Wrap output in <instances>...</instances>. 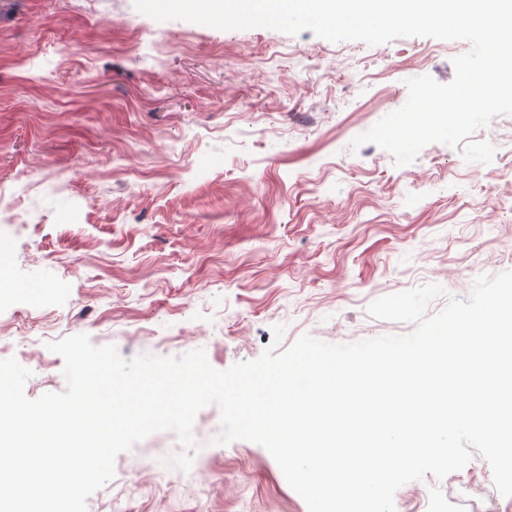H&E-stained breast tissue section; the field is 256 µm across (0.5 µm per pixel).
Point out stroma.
I'll list each match as a JSON object with an SVG mask.
<instances>
[{"label":"stroma","instance_id":"obj_1","mask_svg":"<svg viewBox=\"0 0 512 512\" xmlns=\"http://www.w3.org/2000/svg\"><path fill=\"white\" fill-rule=\"evenodd\" d=\"M462 40L370 46L305 30L157 22L133 0H0V360L28 398L66 388L52 342L88 335L123 357L204 350L225 370L308 334L330 344L413 324L375 300L425 284L467 299L512 270V115L396 165L351 141L455 76ZM40 287L39 295L23 286ZM197 414L190 472L163 430L115 459L88 512H308L261 445L219 444ZM481 456L402 486L396 512H483Z\"/></svg>","mask_w":512,"mask_h":512}]
</instances>
